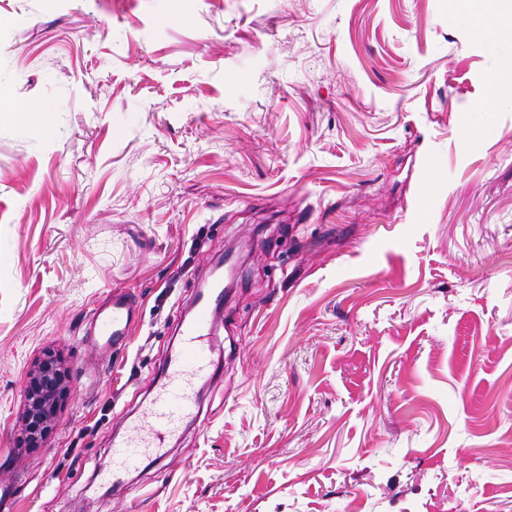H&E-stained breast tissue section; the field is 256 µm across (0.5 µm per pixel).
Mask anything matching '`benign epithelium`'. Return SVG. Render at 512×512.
I'll use <instances>...</instances> for the list:
<instances>
[{
  "label": "benign epithelium",
  "mask_w": 512,
  "mask_h": 512,
  "mask_svg": "<svg viewBox=\"0 0 512 512\" xmlns=\"http://www.w3.org/2000/svg\"><path fill=\"white\" fill-rule=\"evenodd\" d=\"M70 392V373L58 356L48 353L26 373L21 412L22 448H39Z\"/></svg>",
  "instance_id": "benign-epithelium-1"
}]
</instances>
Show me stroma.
<instances>
[{
  "label": "stroma",
  "instance_id": "stroma-1",
  "mask_svg": "<svg viewBox=\"0 0 512 512\" xmlns=\"http://www.w3.org/2000/svg\"><path fill=\"white\" fill-rule=\"evenodd\" d=\"M117 2L0 0V512H512V91L460 0ZM226 258L197 415L112 484ZM137 304L132 292L115 287L95 309L88 329L91 349L100 356L127 345L136 321ZM70 392V373L57 355L35 360L26 373L21 412L20 448H39Z\"/></svg>",
  "mask_w": 512,
  "mask_h": 512
}]
</instances>
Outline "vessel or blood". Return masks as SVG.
I'll use <instances>...</instances> for the list:
<instances>
[{"label": "vessel or blood", "instance_id": "obj_1", "mask_svg": "<svg viewBox=\"0 0 512 512\" xmlns=\"http://www.w3.org/2000/svg\"><path fill=\"white\" fill-rule=\"evenodd\" d=\"M223 296L222 289L213 288L197 298L195 316L181 331L180 349L167 366L157 395L133 433L121 436L115 443L106 475L117 480L146 461L161 459L163 448L190 418L195 387L211 375L212 346L206 331ZM136 312L134 294L121 287L113 288L91 317L88 334L92 351L104 356L128 344Z\"/></svg>", "mask_w": 512, "mask_h": 512}]
</instances>
